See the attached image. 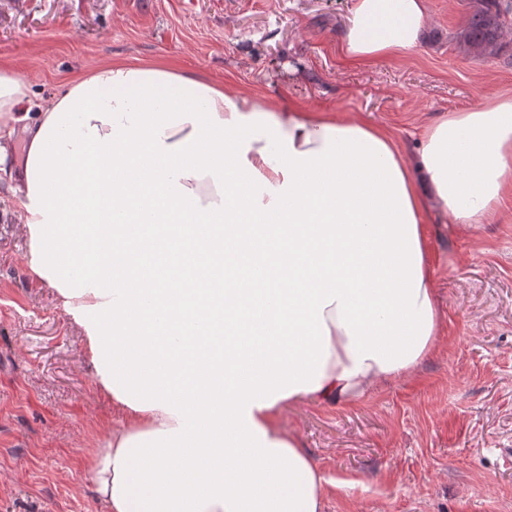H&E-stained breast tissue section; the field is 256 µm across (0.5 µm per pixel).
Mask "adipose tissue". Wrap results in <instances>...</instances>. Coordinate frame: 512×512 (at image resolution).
I'll list each match as a JSON object with an SVG mask.
<instances>
[{
  "label": "adipose tissue",
  "mask_w": 512,
  "mask_h": 512,
  "mask_svg": "<svg viewBox=\"0 0 512 512\" xmlns=\"http://www.w3.org/2000/svg\"><path fill=\"white\" fill-rule=\"evenodd\" d=\"M426 25L427 0H353L340 49L403 58ZM0 174L31 272L126 416L90 466L108 512H324L282 412L430 354L426 223L482 224L512 197V97L442 116L408 158L387 128L170 64L104 62L37 108L0 62ZM172 306L240 333L169 326Z\"/></svg>",
  "instance_id": "1"
}]
</instances>
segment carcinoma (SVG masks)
Returning a JSON list of instances; mask_svg holds the SVG:
<instances>
[{
    "instance_id": "cac0c4a2",
    "label": "carcinoma",
    "mask_w": 512,
    "mask_h": 512,
    "mask_svg": "<svg viewBox=\"0 0 512 512\" xmlns=\"http://www.w3.org/2000/svg\"><path fill=\"white\" fill-rule=\"evenodd\" d=\"M467 26L460 33L464 51L478 58L495 56L504 46L512 0H472Z\"/></svg>"
}]
</instances>
